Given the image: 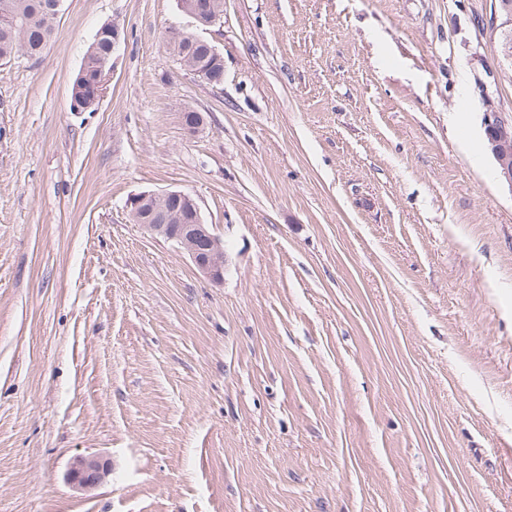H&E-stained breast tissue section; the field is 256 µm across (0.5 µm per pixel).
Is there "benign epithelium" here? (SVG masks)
Returning a JSON list of instances; mask_svg holds the SVG:
<instances>
[{
	"label": "benign epithelium",
	"mask_w": 512,
	"mask_h": 512,
	"mask_svg": "<svg viewBox=\"0 0 512 512\" xmlns=\"http://www.w3.org/2000/svg\"><path fill=\"white\" fill-rule=\"evenodd\" d=\"M195 25L212 26L220 20V14L205 4L186 12ZM112 73V63L100 68L91 99L100 104L104 98ZM485 150L493 157L499 176L512 186V131L501 122V116L493 105L484 112ZM129 216L148 234L177 244L190 258L197 271L214 284L224 282V241L214 233L211 225L204 222L196 199L182 190L143 192L128 202ZM110 474L104 463L95 455L74 457L68 483L79 490L91 489Z\"/></svg>",
	"instance_id": "obj_1"
}]
</instances>
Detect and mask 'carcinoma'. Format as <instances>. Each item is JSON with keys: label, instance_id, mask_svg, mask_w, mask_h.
Returning a JSON list of instances; mask_svg holds the SVG:
<instances>
[{"label": "carcinoma", "instance_id": "1", "mask_svg": "<svg viewBox=\"0 0 512 512\" xmlns=\"http://www.w3.org/2000/svg\"><path fill=\"white\" fill-rule=\"evenodd\" d=\"M53 0H7V8H0V60H8L22 52L38 57L55 34L56 16L51 8ZM168 46L173 55L184 60L188 67H202L216 75L224 74V59L214 57L208 47L188 37H172ZM112 47V38L103 32L89 46L86 71L78 74L72 86L93 80L96 64L105 59Z\"/></svg>", "mask_w": 512, "mask_h": 512}]
</instances>
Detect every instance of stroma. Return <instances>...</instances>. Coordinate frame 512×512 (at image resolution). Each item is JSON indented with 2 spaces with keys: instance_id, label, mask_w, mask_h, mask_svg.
Here are the masks:
<instances>
[{
  "instance_id": "1",
  "label": "stroma",
  "mask_w": 512,
  "mask_h": 512,
  "mask_svg": "<svg viewBox=\"0 0 512 512\" xmlns=\"http://www.w3.org/2000/svg\"><path fill=\"white\" fill-rule=\"evenodd\" d=\"M498 0H64L0 61V512H512ZM120 37L96 111L71 87ZM204 122L184 128L186 111ZM184 190L224 281L133 224ZM79 454L112 470L65 480ZM182 2L183 9H193L197 0H180ZM197 5L194 11H185L186 15L194 20V23L198 27H208L216 24L220 20V14L224 15V0H210V6H206L204 3ZM180 5V7H181ZM211 7V10H210ZM215 11V12H213ZM205 16V18H203ZM202 24L203 26H201ZM104 25L105 24H103L98 29L93 42L91 43L86 52V57L84 61V63H86L87 66L86 71L84 75H81L82 67L80 68L79 72L73 80L72 89H74L75 86H78V88H80L84 81L91 82L93 80L94 73L97 70L95 67L96 64L101 60L105 59L109 55L111 47L112 55L114 54L116 48V41H113L112 43V38L107 30H104L103 34L100 35V31ZM189 36L196 41L188 37H172L168 40L173 56L181 57L187 67H202L216 75L224 76V59L221 54H219L220 59H217L205 44L200 43L204 41L203 39L195 35ZM485 150L493 157L499 176L512 187V131L501 122L492 104L484 112Z\"/></svg>"
}]
</instances>
